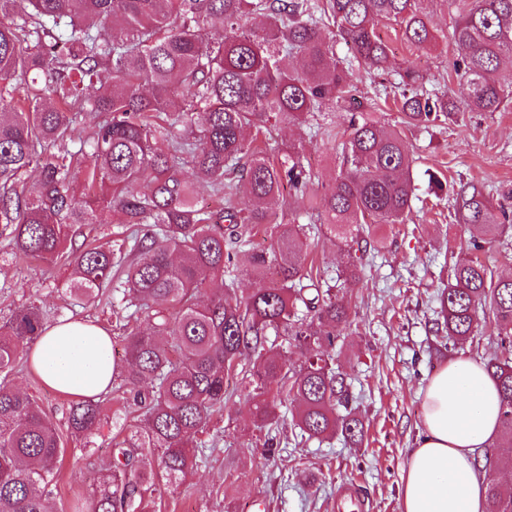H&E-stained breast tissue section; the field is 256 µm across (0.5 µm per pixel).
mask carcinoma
Masks as SVG:
<instances>
[{
    "label": "carcinoma",
    "instance_id": "carcinoma-1",
    "mask_svg": "<svg viewBox=\"0 0 512 512\" xmlns=\"http://www.w3.org/2000/svg\"><path fill=\"white\" fill-rule=\"evenodd\" d=\"M439 0H0V240L12 253L54 264L66 257L72 224L144 226L126 236L124 255L86 245L73 256L77 296L111 288L144 315L151 329L128 332V368L115 391L143 417L144 427L113 449L112 468L92 484L89 512H145L161 488H178L195 463L197 435L224 406L225 381L241 376L254 425L278 420L296 404L300 436L341 434L358 441L363 423L348 411L350 393L327 347L349 322L309 261L305 224L275 208L283 183L303 191L317 178L302 147L254 146L244 129L266 117L307 126L318 113H350L339 173L306 215L347 247L341 279L360 281L362 246L374 247L372 224H402L411 208L412 159L402 130H387L367 113L353 66L383 73L391 49L378 26L399 27L416 48L452 42L458 95L429 93L408 66L399 74L402 124L428 126L464 109L498 112L512 99L501 63L512 59V0H460L450 35L430 25L423 3ZM247 16L260 20L242 29ZM224 28V38L209 31ZM351 52L339 57L336 44ZM301 59L297 70L286 65ZM107 117L86 136L71 137L75 105ZM40 173L37 193L25 174ZM224 195L220 213L199 206L186 169ZM96 191L75 196L79 177ZM244 193L249 207H238ZM454 218L471 229L470 247L512 227L475 185L456 193ZM271 224L277 239L253 246L251 231ZM268 287L243 298L224 268L239 253ZM207 303L197 300L205 285ZM492 312L499 353L485 362L501 393L499 443L486 462L512 463V278L494 279L479 262L458 259L440 295L441 325L465 342ZM35 308L0 325V373L41 335ZM297 349L299 363L288 357ZM252 370L238 372L245 351ZM92 400L70 406L69 426L92 432ZM61 438L28 395L0 383V512H50L46 487L57 473ZM486 512H512V492L490 483Z\"/></svg>",
    "mask_w": 512,
    "mask_h": 512
}]
</instances>
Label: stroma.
<instances>
[{
    "instance_id": "stroma-1",
    "label": "stroma",
    "mask_w": 512,
    "mask_h": 512,
    "mask_svg": "<svg viewBox=\"0 0 512 512\" xmlns=\"http://www.w3.org/2000/svg\"><path fill=\"white\" fill-rule=\"evenodd\" d=\"M393 47L389 69L381 75L358 69L354 79L363 97H373L380 85H393L412 65L435 93H454L450 75L454 51L416 49L401 41L393 26H380ZM349 115L327 110L322 127L309 136L296 127L271 120L263 139L274 146L301 140L303 156L318 172V182L305 194L287 193L291 213H304L309 198H323L338 173L337 134ZM404 140L414 159L415 188L406 223L376 224L379 245L359 283L338 289L350 306V324L331 349L333 364L346 374L351 404L364 424L365 437L351 442L337 436L324 441L292 444L268 456L265 434H253L245 392L230 381L233 397L214 413L199 440L205 455L195 471L174 490L157 497V512H342L349 485L363 491L360 512H401L399 489L408 456L421 429L423 392L434 369L449 358L465 355L485 360L497 351L493 320H486L474 341L455 346L435 336L440 293L448 283L457 257L477 255L494 277L512 275V228L477 253L469 247L466 225L455 223L451 194L436 192L442 184L478 185L494 202L512 210V103L498 112H453L429 128L405 130ZM73 268L67 261L39 264L10 254L0 246V322L30 306L45 315L46 325L80 319L106 329L112 354L124 363L125 331L120 325L122 301L104 292L98 298L74 300L69 294ZM8 383L34 397L45 419L58 431L63 450L52 488L53 512H72L85 499L100 472L112 465V450L138 429L136 413L124 410L114 391L99 395L100 426L88 436L68 427L71 397L44 385L27 356H20Z\"/></svg>"
}]
</instances>
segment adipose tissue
<instances>
[{
    "label": "adipose tissue",
    "instance_id": "ef3b65f1",
    "mask_svg": "<svg viewBox=\"0 0 512 512\" xmlns=\"http://www.w3.org/2000/svg\"><path fill=\"white\" fill-rule=\"evenodd\" d=\"M50 389L92 398L112 385V338L79 321L47 327L29 352ZM500 397L483 363L457 356L423 393L422 431L400 486L401 512H485L488 475L475 454L499 430Z\"/></svg>",
    "mask_w": 512,
    "mask_h": 512
}]
</instances>
